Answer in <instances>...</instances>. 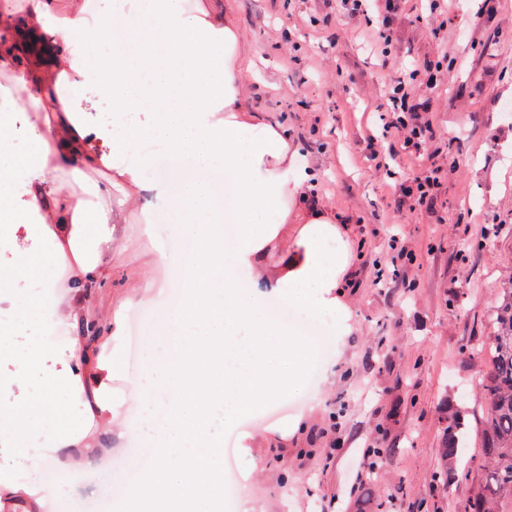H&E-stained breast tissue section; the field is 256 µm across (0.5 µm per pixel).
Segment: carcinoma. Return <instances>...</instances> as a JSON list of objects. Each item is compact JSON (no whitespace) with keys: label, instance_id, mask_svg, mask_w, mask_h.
<instances>
[{"label":"carcinoma","instance_id":"carcinoma-1","mask_svg":"<svg viewBox=\"0 0 512 512\" xmlns=\"http://www.w3.org/2000/svg\"><path fill=\"white\" fill-rule=\"evenodd\" d=\"M496 301L497 330L491 339L493 362L482 386L489 404L482 443L487 469L478 483L472 512H503V504H512V283L497 289ZM459 431V414L448 412L440 448L445 465L456 457Z\"/></svg>","mask_w":512,"mask_h":512}]
</instances>
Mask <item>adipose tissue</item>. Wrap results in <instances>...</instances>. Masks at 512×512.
I'll return each instance as SVG.
<instances>
[{
    "instance_id": "adipose-tissue-1",
    "label": "adipose tissue",
    "mask_w": 512,
    "mask_h": 512,
    "mask_svg": "<svg viewBox=\"0 0 512 512\" xmlns=\"http://www.w3.org/2000/svg\"><path fill=\"white\" fill-rule=\"evenodd\" d=\"M30 27L15 24L0 10V68L11 69L30 99L58 113L50 133H33L31 146L13 152L7 126H0V223L28 219L18 207V189L46 178L63 163L94 160V145L112 151V182L124 197L145 192L159 200L185 250L166 254L180 289L175 303L149 309L142 340L144 380L130 392L134 414L118 415L99 404L100 424L114 439L142 436L151 465L116 500L113 512H224V450L211 432L210 411L224 407V427L300 392L311 369L323 380L336 376V358L324 341L351 335L354 315L343 302L353 276L354 256L346 229L337 224L309 190L313 169L285 127L268 123L242 95L247 46L238 24L215 0H200L185 11L180 0H113L94 20L72 0H31ZM49 29L51 74L22 63L20 39ZM95 90L112 114L111 123H78L75 104ZM157 142L163 161L138 154L139 144ZM56 224H37L52 250L70 247L75 279L97 271V250L112 237L119 214L89 212L71 205L59 191ZM294 230H287V223ZM247 281H240V274ZM288 304L318 325L321 337L273 318L267 298ZM17 322L76 327L78 305L60 301L53 285L17 303ZM61 370L47 374V388L81 387L86 352L74 336L60 352ZM171 394L167 413L156 417L160 391ZM55 428L50 449L31 448L15 462L14 474L0 473V485L25 494L32 512L43 502L27 474L51 464L64 479L82 465L61 459V448H89L87 432L67 428L63 413L48 405Z\"/></svg>"
}]
</instances>
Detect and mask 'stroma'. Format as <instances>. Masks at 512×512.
<instances>
[{
    "label": "stroma",
    "mask_w": 512,
    "mask_h": 512,
    "mask_svg": "<svg viewBox=\"0 0 512 512\" xmlns=\"http://www.w3.org/2000/svg\"><path fill=\"white\" fill-rule=\"evenodd\" d=\"M252 49L243 94L270 122L286 125L300 157L317 174L319 204L346 224L355 256V278L345 296L355 316L352 335L336 356V377L311 397L286 399L263 415L225 433L222 409L216 432L233 446L228 467L240 498L254 512H471L485 472L481 422L487 409L482 382L490 370L489 338L495 330V291L512 280V0H459L450 12L428 15L421 0H399L393 21L397 40L387 63L368 44L370 17H345L340 0H221ZM428 61L437 80L414 83L417 99L430 104L435 136L424 160L373 152L368 135L388 118L389 79ZM454 161L441 173L431 208L397 214L395 185L419 163ZM85 208L116 206L112 157L87 166L74 161L49 180L26 188L37 201L35 224L56 221L53 184ZM139 198L126 209L113 239L99 248L100 265L78 298L87 320L102 335L90 348L88 373L127 352L128 337L112 338V313L145 314L131 283L163 281L154 263L167 250L160 235L146 236ZM0 291L20 299L34 295L51 266L36 275L11 276L16 256L44 250L24 226L0 224ZM382 285H375V278ZM42 330L37 325L0 337L9 357L0 359V399L16 403L21 420L8 441L12 456L45 440V411L38 399L46 356L36 366L18 358ZM97 392L87 381L63 391L57 404L73 430L96 426ZM465 424L457 459L444 466L439 448L447 422L444 406ZM300 414L307 429L298 440L273 448L242 447L244 433ZM374 468L362 474L360 463ZM38 490H51L46 508L101 496L98 473L67 483L54 469L31 474Z\"/></svg>",
    "instance_id": "35a3bbf8"
}]
</instances>
